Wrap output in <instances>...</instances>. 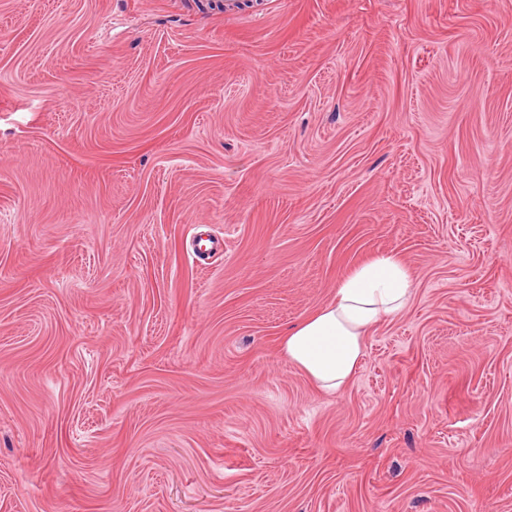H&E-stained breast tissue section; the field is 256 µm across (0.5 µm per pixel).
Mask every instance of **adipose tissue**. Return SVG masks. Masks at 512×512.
<instances>
[{
  "mask_svg": "<svg viewBox=\"0 0 512 512\" xmlns=\"http://www.w3.org/2000/svg\"><path fill=\"white\" fill-rule=\"evenodd\" d=\"M413 277L400 257L383 254L341 281L334 298L282 335L279 354L323 394L338 392L364 354L366 336L400 314Z\"/></svg>",
  "mask_w": 512,
  "mask_h": 512,
  "instance_id": "ef3b65f1",
  "label": "adipose tissue"
}]
</instances>
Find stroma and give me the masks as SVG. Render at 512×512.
<instances>
[{
	"label": "stroma",
	"instance_id": "stroma-1",
	"mask_svg": "<svg viewBox=\"0 0 512 512\" xmlns=\"http://www.w3.org/2000/svg\"><path fill=\"white\" fill-rule=\"evenodd\" d=\"M226 2L0 0V512H512V0ZM413 296V277L400 257L382 254L341 281L334 298L288 328L279 355L323 394L352 377L374 327L400 314Z\"/></svg>",
	"mask_w": 512,
	"mask_h": 512
}]
</instances>
